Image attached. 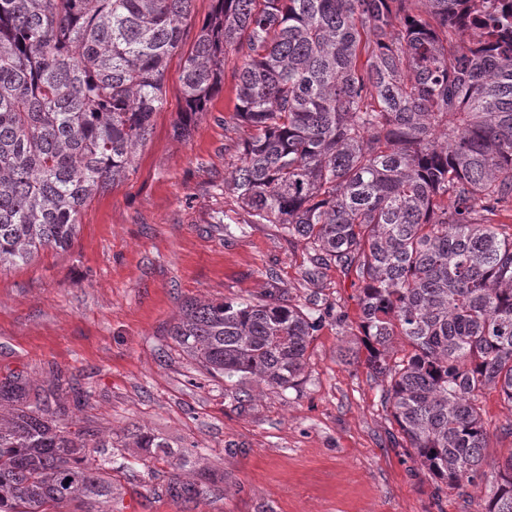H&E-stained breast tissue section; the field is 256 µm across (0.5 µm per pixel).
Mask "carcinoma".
Instances as JSON below:
<instances>
[{
  "instance_id": "obj_1",
  "label": "carcinoma",
  "mask_w": 512,
  "mask_h": 512,
  "mask_svg": "<svg viewBox=\"0 0 512 512\" xmlns=\"http://www.w3.org/2000/svg\"><path fill=\"white\" fill-rule=\"evenodd\" d=\"M194 0H0V270L71 244L82 210L129 177L165 105ZM182 68L181 133L239 61L242 142L224 188L246 224H279L359 286L366 363L416 461L450 489L482 477L477 406L512 408V21L491 0H213ZM487 36L455 49L471 16ZM318 319L280 288L188 304L169 330L212 376L296 386ZM410 347L390 361L393 343ZM0 512H115L94 434L0 382ZM118 447L171 454L134 424ZM175 465L167 492L205 483ZM484 512H512V453Z\"/></svg>"
}]
</instances>
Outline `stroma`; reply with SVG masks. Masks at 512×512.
<instances>
[{"mask_svg": "<svg viewBox=\"0 0 512 512\" xmlns=\"http://www.w3.org/2000/svg\"><path fill=\"white\" fill-rule=\"evenodd\" d=\"M212 0H194L183 45L168 60L166 105L128 179L84 208L71 246L0 272V381L19 377L77 426L112 443L137 424L197 445L199 467L222 473L197 502L165 492L169 463L139 460L114 472L119 512H482L493 481L438 489L414 458L365 363L338 355L360 348L358 288L336 267L308 279L309 251L279 225L245 223L224 179L244 127L227 125L235 104V57L189 138L174 125L184 103V54ZM305 310L332 307L312 336L300 384L282 391L203 373L168 336L185 303L259 300L271 285ZM490 432L487 463L512 450L502 428L512 410L497 392L481 398Z\"/></svg>", "mask_w": 512, "mask_h": 512, "instance_id": "obj_1", "label": "stroma"}]
</instances>
